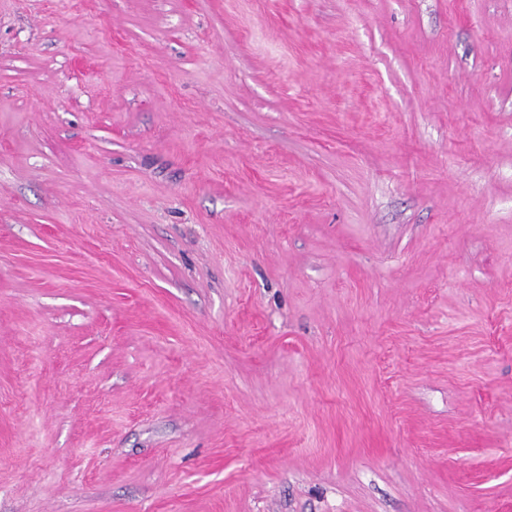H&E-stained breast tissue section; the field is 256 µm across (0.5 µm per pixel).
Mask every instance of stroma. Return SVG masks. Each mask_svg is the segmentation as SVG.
I'll list each match as a JSON object with an SVG mask.
<instances>
[{"label":"stroma","instance_id":"stroma-1","mask_svg":"<svg viewBox=\"0 0 512 512\" xmlns=\"http://www.w3.org/2000/svg\"><path fill=\"white\" fill-rule=\"evenodd\" d=\"M0 512H512V0H0Z\"/></svg>","mask_w":512,"mask_h":512}]
</instances>
